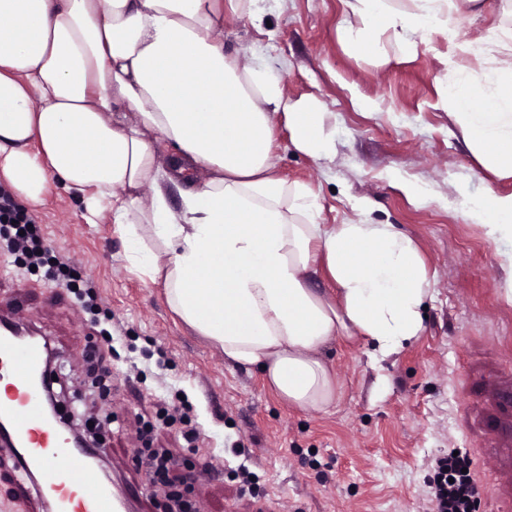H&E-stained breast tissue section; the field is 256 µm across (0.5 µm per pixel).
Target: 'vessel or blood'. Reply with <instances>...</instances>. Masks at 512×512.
<instances>
[{"label": "vessel or blood", "mask_w": 512, "mask_h": 512, "mask_svg": "<svg viewBox=\"0 0 512 512\" xmlns=\"http://www.w3.org/2000/svg\"><path fill=\"white\" fill-rule=\"evenodd\" d=\"M48 346L46 339H21L10 322L0 323V392L6 397L0 403V421L6 424L0 455L12 460L18 483L38 474L36 512H130V496L112 490L96 466V449L64 446L59 428L45 413L42 382ZM494 399L505 460L512 466V384L496 389Z\"/></svg>", "instance_id": "b4317fda"}]
</instances>
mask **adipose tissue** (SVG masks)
I'll list each match as a JSON object with an SVG mask.
<instances>
[{"mask_svg": "<svg viewBox=\"0 0 512 512\" xmlns=\"http://www.w3.org/2000/svg\"><path fill=\"white\" fill-rule=\"evenodd\" d=\"M350 8L364 45L380 30L408 49L445 39L440 105L479 166L512 179V28L462 42L427 5ZM228 11L239 14L240 0H0V181L33 205L61 187L89 217L109 214L128 268L162 285L170 311L225 362L261 368L291 407L325 411L338 393L328 348L346 339L377 360L400 353L424 328L430 275L395 225L318 223L308 187L275 172L277 116L313 158L332 137L262 57L225 54L215 29ZM166 142L179 152L164 163ZM196 171L203 179L173 209L170 186ZM475 215L512 304V192L488 189ZM318 277L330 291L312 288Z\"/></svg>", "mask_w": 512, "mask_h": 512, "instance_id": "1", "label": "adipose tissue"}]
</instances>
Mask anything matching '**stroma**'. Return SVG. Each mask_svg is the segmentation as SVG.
Segmentation results:
<instances>
[{"instance_id":"35a3bbf8","label":"stroma","mask_w":512,"mask_h":512,"mask_svg":"<svg viewBox=\"0 0 512 512\" xmlns=\"http://www.w3.org/2000/svg\"><path fill=\"white\" fill-rule=\"evenodd\" d=\"M264 6L271 35L246 15H225V52L248 47L264 57L288 98L318 101L322 128L334 136L332 157L316 160L295 150L276 120L270 161L312 190L318 223L394 224L417 241L432 278L421 336L380 362L363 343H336L335 407L288 408L258 371L225 363L175 319L162 287L128 270L109 216L88 223L76 194L60 188L34 217L52 255L93 281L102 310L81 311L45 268L0 256V316L18 317L51 341L63 413L76 408L92 422L118 415L99 452L116 482L135 490L138 512H162L167 503L164 487L151 486L134 459L148 422L151 447L180 459L175 474L205 512H431L436 461L454 451L473 462L475 512H512V503L488 493L498 474L483 463L491 445L485 424L497 413L485 388L512 373V305L502 298L507 274L495 246L472 217L486 174L438 105L447 44L435 34L410 51L389 31L374 34V49L351 44L344 32L360 22L346 0ZM501 6L484 0L477 14L459 5L463 39L494 22L512 27ZM406 183L427 187L430 202L416 204ZM94 347L112 372L106 395L87 375ZM178 395L199 424L192 449L180 423L158 421ZM210 456L220 460L218 470H203Z\"/></svg>"}]
</instances>
